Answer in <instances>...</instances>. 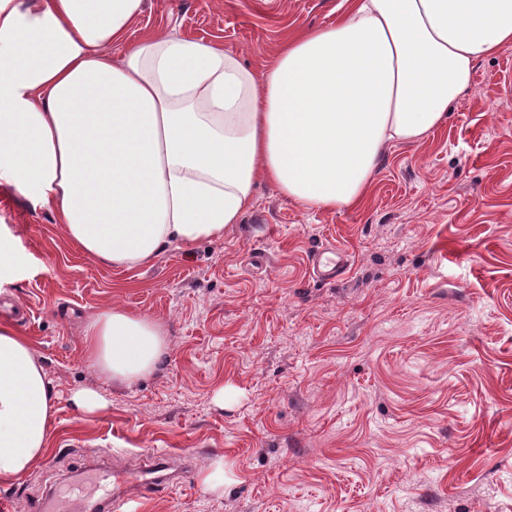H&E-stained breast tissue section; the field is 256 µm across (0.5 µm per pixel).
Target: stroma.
I'll return each instance as SVG.
<instances>
[{"instance_id": "35a3bbf8", "label": "stroma", "mask_w": 512, "mask_h": 512, "mask_svg": "<svg viewBox=\"0 0 512 512\" xmlns=\"http://www.w3.org/2000/svg\"><path fill=\"white\" fill-rule=\"evenodd\" d=\"M345 0H147L130 40L173 31L263 73L288 35ZM0 237L24 261L0 284V325L50 382L48 448L0 480L9 512H80L112 465L190 462L137 512H512V46L424 141L389 145L362 205L307 210L258 180L220 241L116 270L52 213L0 195ZM336 244L349 272L317 281ZM120 307L169 341L121 386L83 355L88 321ZM108 407L83 414L74 389ZM223 459L213 490L202 474Z\"/></svg>"}]
</instances>
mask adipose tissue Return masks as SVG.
I'll return each mask as SVG.
<instances>
[{
	"label": "adipose tissue",
	"mask_w": 512,
	"mask_h": 512,
	"mask_svg": "<svg viewBox=\"0 0 512 512\" xmlns=\"http://www.w3.org/2000/svg\"><path fill=\"white\" fill-rule=\"evenodd\" d=\"M346 2L259 75L172 32L128 42L145 0H0V185L122 270L222 240L261 178L306 209L357 206L385 147L426 138L477 61L512 45V0ZM84 343L119 384L167 350L159 325L117 307ZM53 412L32 344L1 326L0 479L43 456Z\"/></svg>",
	"instance_id": "ef3b65f1"
}]
</instances>
